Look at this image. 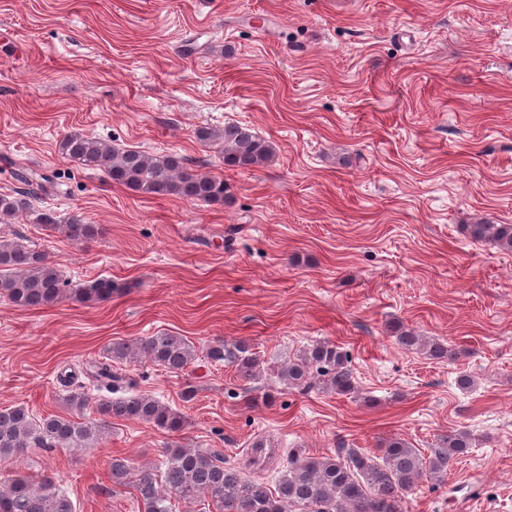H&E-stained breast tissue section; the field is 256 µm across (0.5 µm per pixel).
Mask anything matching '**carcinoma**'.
Instances as JSON below:
<instances>
[{"instance_id": "cac0c4a2", "label": "carcinoma", "mask_w": 512, "mask_h": 512, "mask_svg": "<svg viewBox=\"0 0 512 512\" xmlns=\"http://www.w3.org/2000/svg\"><path fill=\"white\" fill-rule=\"evenodd\" d=\"M197 139L220 148L224 165L252 170L272 161L269 141L251 127L228 123L221 129L201 127ZM59 154L80 166L104 172L128 190L145 196L177 195L205 204H219L229 196L224 179L201 173L177 155L152 156L133 149H120L97 137L73 132L58 145ZM32 191L19 189L0 196V218L14 217L28 209ZM48 230H57L73 240H88L99 234L73 214L60 222L40 218ZM471 239L512 252V224L481 222L467 225ZM112 281L95 280L81 288H69L60 271L41 250L16 241L0 242V296L16 308L52 306L64 297L79 302L106 299ZM397 345L422 352L436 360H453L455 348L438 338L419 336L399 324L391 326ZM144 358L168 371H185L199 358L195 346L184 336L157 332L129 343L114 342L105 360L90 368V380L108 391L126 388L118 398L97 404L99 418L76 420L63 415L35 418L23 406L0 409V460L20 457L29 448H95L108 434L107 419H135L167 432H179L185 417L154 396L138 390L133 380L112 367ZM206 357L235 369L244 381L262 374V364L245 341H226L207 349ZM276 378L284 387L317 390L341 396L355 393L350 359L329 341H316L280 364ZM66 404L81 411L90 398L80 385L70 390ZM476 438L467 427L439 436L431 454L422 456L405 440L392 437L382 444V454L370 457L341 442L336 452L322 457L296 451L275 489L237 469L224 465L218 454L200 448H170L157 467L131 472L120 458L112 459V476L118 481L134 477L144 512H172L171 499L192 501L207 497L220 512H403L405 495L429 478L443 484L448 467L457 457L475 447ZM0 512H78L77 504L53 488L45 476L40 481L24 475L0 480Z\"/></svg>"}]
</instances>
